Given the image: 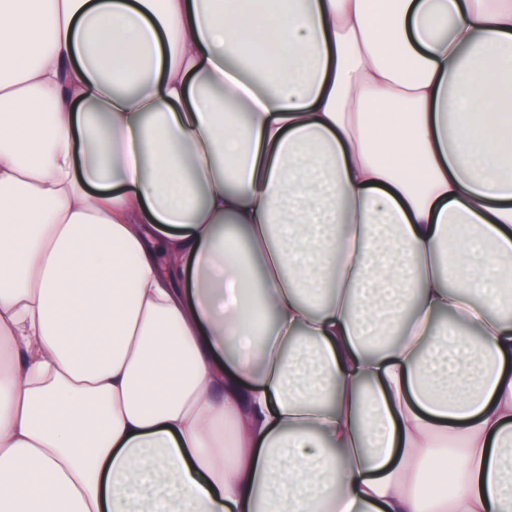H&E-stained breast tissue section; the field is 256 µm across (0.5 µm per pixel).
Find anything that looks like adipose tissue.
Instances as JSON below:
<instances>
[{"label":"adipose tissue","instance_id":"1","mask_svg":"<svg viewBox=\"0 0 512 512\" xmlns=\"http://www.w3.org/2000/svg\"><path fill=\"white\" fill-rule=\"evenodd\" d=\"M511 361L512 0H0V512H512Z\"/></svg>","mask_w":512,"mask_h":512}]
</instances>
